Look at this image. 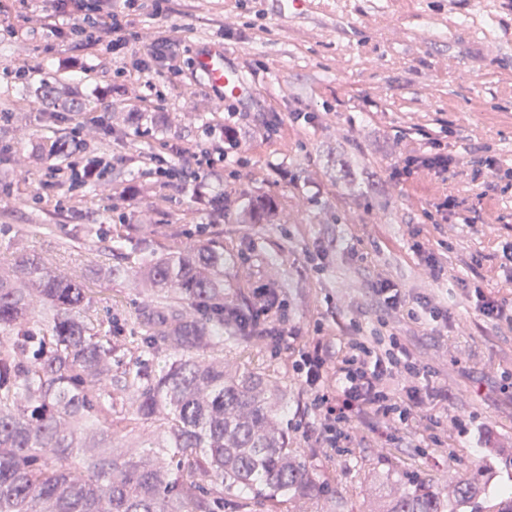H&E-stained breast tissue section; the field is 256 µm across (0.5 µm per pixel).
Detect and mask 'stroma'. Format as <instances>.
<instances>
[{"instance_id": "obj_1", "label": "stroma", "mask_w": 512, "mask_h": 512, "mask_svg": "<svg viewBox=\"0 0 512 512\" xmlns=\"http://www.w3.org/2000/svg\"><path fill=\"white\" fill-rule=\"evenodd\" d=\"M308 18L278 13L274 0H169L163 21L133 14L145 41L160 25L179 39L178 78L160 79L146 96L162 120L148 136L130 123L139 111L118 89L116 68H133L130 50L83 52L82 69L58 71L40 53L44 33L25 22L17 0H0V18L16 37H0V99L15 95L11 67L29 64L36 77L82 89L94 115L111 129L89 127L76 155L56 153L52 142L83 120L32 103L0 119V266L17 254L41 259L82 277L101 266H124L141 238L163 252L201 243L224 249V299L255 301L276 286L285 310L268 321L288 330L281 346L264 336L224 344L225 362L272 372L291 447L311 454L320 475L305 503L322 512L325 501L342 512H367L364 490L395 470L431 481L481 474L489 489L512 485V471L477 448V421L489 417L503 442L512 441V332L478 319L458 278L471 255L482 257L486 294L512 298L499 272L512 241V179L500 182L495 201L474 225L443 219L436 206L452 194L476 203L481 179L469 162L479 145L501 169H512V0H312ZM224 45L227 64L251 83L241 103L222 101L192 61L207 44ZM234 113L238 147L227 150L213 176L225 205L210 212L191 203V183L154 179L146 158L159 143L195 147L207 129ZM442 138L449 154L466 160L455 178L396 182L395 163L424 149L422 132ZM106 171L100 187L72 186L73 157ZM53 188H43L46 176ZM274 201L276 224H244L241 211L254 197ZM423 241L444 274L428 277L412 245ZM325 256H318V247ZM378 276L409 297L426 295L454 315L443 335L394 315L390 324L431 369V386L447 390V408L417 416L409 426L368 417L354 422L348 440L324 447L321 417L293 370L298 349L312 340L342 359L354 329L370 332L380 315L370 294ZM90 310L113 321V341L131 344L135 316L158 292L131 278H98ZM457 418L464 433L448 432Z\"/></svg>"}]
</instances>
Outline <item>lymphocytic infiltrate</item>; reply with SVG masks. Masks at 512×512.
I'll return each mask as SVG.
<instances>
[{"label":"lymphocytic infiltrate","instance_id":"f902f5d3","mask_svg":"<svg viewBox=\"0 0 512 512\" xmlns=\"http://www.w3.org/2000/svg\"><path fill=\"white\" fill-rule=\"evenodd\" d=\"M50 7L42 17L51 38L43 51L59 70L68 71L79 64L78 52L88 49L117 52L135 49L140 60L134 70L117 69L116 75L134 89L152 86L162 73L179 76L174 65L176 41L165 34L151 43H143L139 31L128 24L127 11L139 8L138 0H124L123 10H114L112 0H49ZM424 154L407 155L391 172L393 179L404 181L421 171L447 180L457 174L459 160L442 153L439 139L428 141ZM152 161L175 168L184 164L193 168L192 201L202 209L210 208L212 191L209 172L217 162L214 151L198 154L187 149L170 147L167 154L155 153ZM480 256H472L469 277L459 279L463 291L475 298V314L483 321L512 330V300L487 296L479 271ZM371 295L382 311L379 331L369 336L352 338L349 351L340 363H333L328 346L314 342L302 348L294 369L311 396L312 407L324 420L322 439L327 447H338L348 438L350 425L358 416L367 415L387 423L406 425L423 409L444 406L448 393L430 387L427 365L397 336L382 339L380 331L388 327V317L404 314L418 318L427 314L436 323L448 324V310L433 305L425 298L410 299L386 278H376Z\"/></svg>","mask_w":512,"mask_h":512}]
</instances>
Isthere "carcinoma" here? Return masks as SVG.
Wrapping results in <instances>:
<instances>
[{
	"instance_id": "cac0c4a2",
	"label": "carcinoma",
	"mask_w": 512,
	"mask_h": 512,
	"mask_svg": "<svg viewBox=\"0 0 512 512\" xmlns=\"http://www.w3.org/2000/svg\"><path fill=\"white\" fill-rule=\"evenodd\" d=\"M63 98L90 108L76 88L28 83L9 101ZM273 205L247 206L244 224H274ZM137 265L117 271L171 299L141 308L137 354L126 359L112 330L86 316L92 289L24 254L0 271V512H233L312 496L316 473L288 447L272 375L224 366V338L244 340L224 303V249L189 253L133 245ZM196 309L183 318L180 307ZM139 431L137 449L117 443ZM166 458L158 459L159 451ZM388 506L369 512H484L474 477L436 492L388 475Z\"/></svg>"
}]
</instances>
